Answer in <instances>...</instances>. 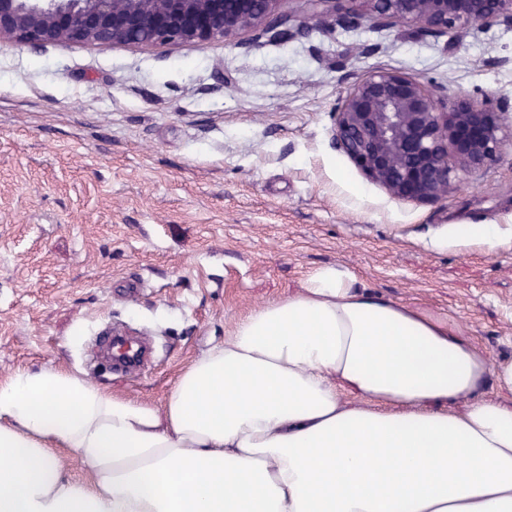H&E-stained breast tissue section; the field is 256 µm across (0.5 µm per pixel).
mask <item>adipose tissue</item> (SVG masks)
Returning a JSON list of instances; mask_svg holds the SVG:
<instances>
[{
  "label": "adipose tissue",
  "instance_id": "obj_1",
  "mask_svg": "<svg viewBox=\"0 0 512 512\" xmlns=\"http://www.w3.org/2000/svg\"><path fill=\"white\" fill-rule=\"evenodd\" d=\"M490 381L512 393V359L325 266L162 406L54 368L0 382V512H512V402Z\"/></svg>",
  "mask_w": 512,
  "mask_h": 512
}]
</instances>
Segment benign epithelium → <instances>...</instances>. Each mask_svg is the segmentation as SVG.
Masks as SVG:
<instances>
[{"label": "benign epithelium", "mask_w": 512, "mask_h": 512, "mask_svg": "<svg viewBox=\"0 0 512 512\" xmlns=\"http://www.w3.org/2000/svg\"><path fill=\"white\" fill-rule=\"evenodd\" d=\"M404 23L421 34L512 28V0H0V45L166 47L231 41L246 50L314 25ZM504 101L444 103L433 83L378 70L356 79L334 109L336 148L403 201L436 202L458 172L497 161L512 128Z\"/></svg>", "instance_id": "obj_1"}]
</instances>
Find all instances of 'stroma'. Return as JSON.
I'll return each instance as SVG.
<instances>
[{
	"instance_id": "obj_1",
	"label": "stroma",
	"mask_w": 512,
	"mask_h": 512,
	"mask_svg": "<svg viewBox=\"0 0 512 512\" xmlns=\"http://www.w3.org/2000/svg\"><path fill=\"white\" fill-rule=\"evenodd\" d=\"M379 69L446 103H512V29L0 47V380L56 367L161 404L239 319L326 265L511 359L512 140L437 202L391 198L333 141L339 99ZM455 224L499 241L453 240ZM113 327L151 341L140 374L89 365ZM454 237L460 242L478 240L492 247L498 241L499 228L495 224H458Z\"/></svg>"
}]
</instances>
